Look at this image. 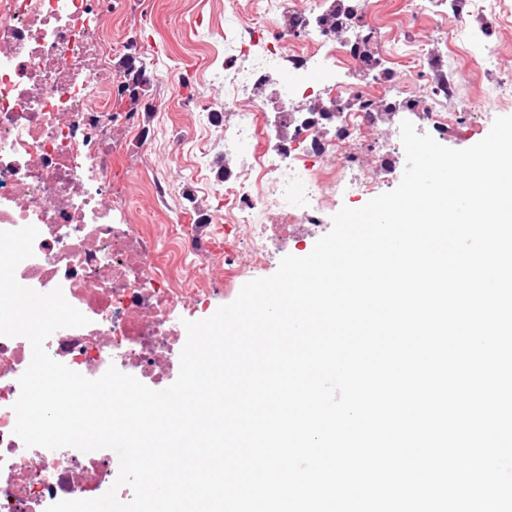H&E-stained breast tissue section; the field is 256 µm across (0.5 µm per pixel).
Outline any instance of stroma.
<instances>
[{
    "label": "stroma",
    "mask_w": 512,
    "mask_h": 512,
    "mask_svg": "<svg viewBox=\"0 0 512 512\" xmlns=\"http://www.w3.org/2000/svg\"><path fill=\"white\" fill-rule=\"evenodd\" d=\"M236 13L241 30L234 43L224 40V19ZM464 23L474 36L495 43L505 68L512 70V22L507 17L486 20L474 11L471 0H458L456 9L444 13H414L409 0H373L354 34L374 27L379 43L405 42L426 45L428 80L439 78L456 62L460 76L457 91L445 109L468 115L465 124L449 130L443 144L465 149L481 141L496 117L512 115V102L496 96L500 74L480 69L466 55H454L442 42V29ZM281 20L275 19L268 0H112L113 69H121L126 57L158 75L138 108L129 105L125 86L111 90L112 120L102 133L103 145L122 136L127 118H134L147 149L133 151L112 171V198L117 204L133 202L147 217L142 237L146 249L166 250L168 225H181L193 238V262L207 265L216 252L210 243L233 247L237 237L224 220V199L218 188L224 182V127L232 118L224 111V74L241 60L236 43L258 36L261 43L292 46L279 36ZM410 121L418 133L427 126L417 113L396 112L387 132L388 145L373 165L388 163L389 174L380 192L400 182L406 157L400 140V124ZM182 139L180 154L169 151L172 140ZM207 154H200V147Z\"/></svg>",
    "instance_id": "1"
}]
</instances>
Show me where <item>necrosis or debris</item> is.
Masks as SVG:
<instances>
[{
    "mask_svg": "<svg viewBox=\"0 0 512 512\" xmlns=\"http://www.w3.org/2000/svg\"><path fill=\"white\" fill-rule=\"evenodd\" d=\"M104 0H0V231L35 226L32 257L16 269L17 281L40 293L62 289L88 325L56 330L45 348L56 361L89 378L109 367L148 384L176 365L182 312L206 305L227 276L251 273L271 256L262 215L283 224L318 228L340 195L374 192L381 173L364 138L379 112L396 103L422 105L434 139L464 112L441 111L455 93L448 76L421 100L392 83L396 65H421V51L399 44L350 42L339 23L316 27L290 59L267 50L225 75V110L234 121L224 130V153L241 169L224 181V203L244 233L241 252H225L210 266L193 265L195 243L171 225L166 252L146 251L144 226L134 206L124 217L112 210V167L138 144L134 126L102 147L100 132L111 118L109 90L121 80L110 65L112 40L101 20ZM382 55L379 82L356 88L342 75ZM274 87L281 127L261 153L245 152L255 135L261 89ZM326 96L358 101L340 109L349 137L329 139L321 125L299 127L296 104ZM30 343L0 337V512H46L51 505L105 494L118 473L108 455L75 462L66 449L29 447L15 435L12 409L18 379L27 369Z\"/></svg>",
    "mask_w": 512,
    "mask_h": 512,
    "instance_id": "obj_1",
    "label": "necrosis or debris"
}]
</instances>
